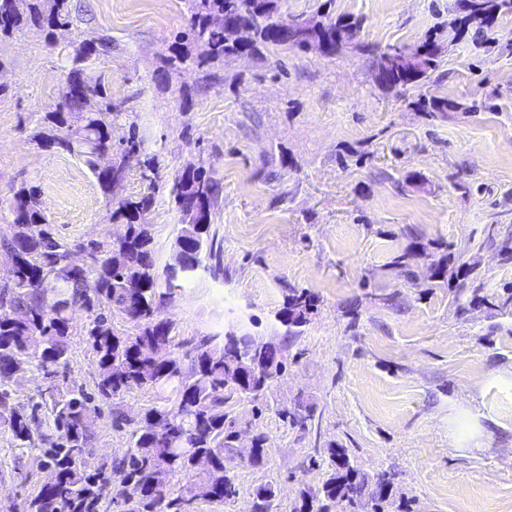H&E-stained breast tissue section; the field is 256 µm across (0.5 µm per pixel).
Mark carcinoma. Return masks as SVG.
I'll return each mask as SVG.
<instances>
[{
	"label": "carcinoma",
	"instance_id": "cac0c4a2",
	"mask_svg": "<svg viewBox=\"0 0 512 512\" xmlns=\"http://www.w3.org/2000/svg\"><path fill=\"white\" fill-rule=\"evenodd\" d=\"M192 2L188 35L203 47L196 57L201 67L233 54H258L270 45L298 50L302 43L323 34L331 42L334 55L355 43L361 27L355 19L338 17L319 29L289 28L285 26L286 18L280 16L278 0ZM464 2L470 3L467 23L458 16L451 27L466 32L476 43L484 41L499 18L512 15V0ZM51 10L52 14L46 13L44 0H0V36H11L31 26L50 36L53 30L70 24L69 0H53ZM217 11L230 22L251 23L253 41L239 47L224 35V30L209 27L208 17ZM109 48V42L102 39L84 43L66 77L70 86L84 83L93 87L99 95L100 111L91 113L82 129L69 130L66 114L80 109L81 98L65 90L55 109L45 116L57 128V135L47 146L80 158L106 192L113 188V169L125 172L128 163L124 150L113 154L108 169L100 168L99 162L102 154H112L108 123L118 110L105 86L88 73V63ZM419 49L422 53L411 56L378 81L383 90L397 94L410 86H422L435 76L442 63L437 38L429 36L413 47ZM218 195L219 185L201 168L192 167L187 176L175 179L172 199L181 215L177 243L186 268L195 270L200 266ZM150 204L148 196L118 202L116 218L128 225L120 269L114 270L110 264L112 247L91 242L85 245L89 258L86 273L68 275L64 269L72 245L52 232L39 206L38 189L23 186L14 195L12 223L37 224L40 231L36 236L23 234L10 245L15 276L12 284L0 288V304L10 306V316L0 319V380L10 377L14 367L27 357L25 341L30 332L41 331L45 351L37 356V362L48 379L45 394L50 401L53 428L49 433L37 431V409L43 403L32 405L30 410L14 405L5 390H0V426L20 448H32L38 440L48 442L43 454L56 472L55 484L41 487L29 502L28 512H97V488L109 472L122 474L123 480L131 484V489L117 491L126 512H192L184 495L173 490L175 481L190 471V458L182 452L186 444L210 458L207 481L217 500L227 502L238 494L224 463V449L231 447L236 433L230 401L236 397L258 400L266 395L283 372L281 349L246 334L229 333L222 340L207 336L186 352L192 362L191 375L183 376L182 358L173 350L175 325L157 316L168 292L160 288L149 225L140 223ZM424 252L426 246L415 237L393 256L390 265L406 267ZM434 266L431 278L435 282H446L460 294L468 289L472 268L453 253L441 255ZM318 305L317 295L309 289H288L278 312L287 337L303 332ZM78 311L86 313L81 338L95 357L96 388L101 399L108 401L140 387L175 394L171 405L147 410L133 430L129 452L112 460L109 468L94 465L88 451L99 417L98 406L82 387L68 383L63 388L60 383L59 368L67 363ZM116 313L135 322L138 333L116 334L111 324ZM257 356L268 364L259 373L240 380L238 370ZM322 464L326 466V479L321 489L315 494L301 493L292 512H329L330 503L336 500L347 502L353 509L369 507L378 512L392 487L393 474L385 471L369 484L352 464L348 449L342 447L327 449ZM274 498L272 486L257 488L254 512H271Z\"/></svg>",
	"mask_w": 512,
	"mask_h": 512
}]
</instances>
